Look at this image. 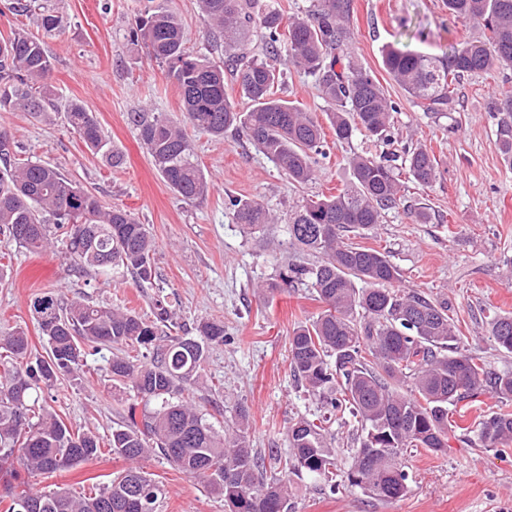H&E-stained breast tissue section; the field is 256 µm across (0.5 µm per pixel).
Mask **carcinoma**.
<instances>
[{
  "label": "carcinoma",
  "instance_id": "carcinoma-1",
  "mask_svg": "<svg viewBox=\"0 0 512 512\" xmlns=\"http://www.w3.org/2000/svg\"><path fill=\"white\" fill-rule=\"evenodd\" d=\"M448 10L480 29L443 55L388 46L382 55L386 73L425 112L453 109L457 85L468 75L512 66V0H446ZM210 32L224 39V58H193L186 48L182 22L174 12H147L134 39L150 60L168 66L177 86L185 125L160 112H129L128 123L146 146L167 186L185 200L209 190L185 126L214 138L229 130L246 141L298 185L311 182L319 158L326 156V134L310 113L277 96L284 84V64L316 77L334 140L349 142L360 133L391 140L396 106L380 81L358 68L350 55L352 0H313L303 17L284 19L259 0H200ZM262 29L266 58H248L242 50L254 23ZM52 63L42 43L24 31L0 39V110L28 112L50 121L33 85H48ZM230 73L250 102L243 112L226 94ZM502 114L497 145L512 165V94L492 102ZM66 122L85 145L114 167L123 156L109 146L93 113L79 103L65 112ZM396 155L379 159L354 155L350 184L329 196L309 199L290 217L288 238L318 261L289 264L279 281L261 284L272 294L304 285L323 309L289 337L293 376L330 414L347 413L361 424L358 448L343 483L373 499L392 501L408 490V473L399 462L409 448L445 453L456 425L448 407L489 389L497 410L479 423L486 447L512 442V372L487 371L464 350L448 305L417 291L392 290L399 270L386 251L349 241V234L369 233L403 197L394 173ZM404 168L411 182L431 186L438 162L427 148L406 152ZM235 223L254 230L274 223L256 200L228 199ZM55 228L77 269L109 275L122 270L142 282L155 276V242L147 225L130 212L105 207L77 182L37 161H14L11 138L0 131V233L30 249L50 244ZM31 310L48 344L47 357L30 361L27 332L18 327L0 337V476L11 502L5 512H157L160 488L139 461L160 455L187 476L224 496L229 512H288L291 476H335L336 449L325 427L301 416L289 423V453L269 449L281 476L265 475V459L251 448L245 410L234 425L218 431L183 397L198 382L208 348L224 343V325L203 321L196 336H170L174 313L155 302L154 319L119 307L66 303L55 295L36 297ZM492 336L512 353V316L496 318ZM107 347L112 381L128 390L126 419L112 428L108 446L128 467L92 495L76 496L61 487L34 491L21 479L53 474L100 454V436L74 430L30 391L76 379L86 366V349ZM155 403L137 413L139 401Z\"/></svg>",
  "mask_w": 512,
  "mask_h": 512
}]
</instances>
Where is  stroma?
<instances>
[{
	"label": "stroma",
	"instance_id": "stroma-1",
	"mask_svg": "<svg viewBox=\"0 0 512 512\" xmlns=\"http://www.w3.org/2000/svg\"><path fill=\"white\" fill-rule=\"evenodd\" d=\"M10 2L0 0V38L23 30L43 41L52 62L46 103L55 116L49 123L0 110V130L14 141L17 161L50 164L104 204L125 209L148 225L158 277L147 284L117 275L106 283L94 271L75 270L62 242L34 251L0 235V267L9 273L8 281L0 283V336L26 328L33 355H45L47 346L30 308L32 299L45 293L121 304L147 319L154 316L156 299H165L186 332L210 320L223 323L227 336L224 344L209 347L202 382L190 386V399L220 428L237 409H246L254 451L285 448L293 418L322 412L293 376L288 359L293 328L321 307L304 287L266 299L256 286L275 280L285 264L313 262V255L291 245L288 217L304 200L349 183L350 154L377 158L422 144L439 164L436 182L424 189L408 184L402 203L385 213L372 235L357 242L389 251L400 271V287L447 302L465 349L491 371L512 372V354L501 350L491 334L495 318L512 315V168L502 160L498 118L488 110L503 82L512 83V67L465 77L454 109L437 117L416 106L381 65V50L390 44L440 55L479 37L477 28L449 13L445 0H353L351 56L377 77L397 105L394 144L363 135L348 144L333 143L315 180L299 186L249 143L193 131L189 137L211 184L205 197L193 201L164 183L127 115L145 109L173 119L182 116L167 65L149 60L131 39L146 8L159 5L175 12L193 55L223 56L224 44L208 35L199 0H39L42 11L62 17L54 30L43 28L42 11L16 15ZM280 95L321 120L332 109L315 77L293 69ZM71 102L95 115L122 153V166L107 164L70 130L64 111ZM240 195L267 205L276 223L253 234L234 223L227 203ZM420 210L427 213V222L417 219ZM111 357L108 348L88 354L81 379L38 389L36 397L69 426L91 427L109 438L126 398L112 384ZM496 403L486 392L452 409L449 418L458 431L449 439L447 454L421 449L404 454L409 488L403 497L384 502L355 487L332 492L323 481L295 477L288 512H512V444L487 448L477 438L480 415ZM125 466L107 451L52 479L32 478L31 484L40 489L52 483L87 494ZM140 466L163 489L157 512H227L223 497L160 456L143 459Z\"/></svg>",
	"mask_w": 512,
	"mask_h": 512
}]
</instances>
